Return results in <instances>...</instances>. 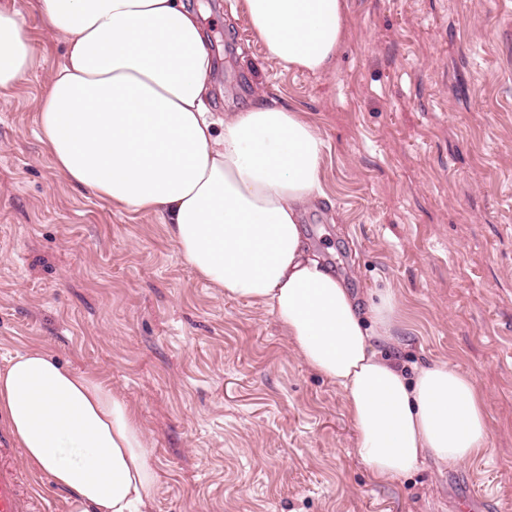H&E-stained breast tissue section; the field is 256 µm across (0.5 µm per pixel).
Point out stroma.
Instances as JSON below:
<instances>
[{
    "instance_id": "stroma-1",
    "label": "stroma",
    "mask_w": 512,
    "mask_h": 512,
    "mask_svg": "<svg viewBox=\"0 0 512 512\" xmlns=\"http://www.w3.org/2000/svg\"><path fill=\"white\" fill-rule=\"evenodd\" d=\"M26 12L34 62L0 92V365L42 347L138 412L161 480L151 512H512V0H346L330 72L272 64L230 0L204 4L212 108L255 95L308 113L329 202L304 235L361 298L392 289L387 351L445 361L486 400L491 443L375 483L341 392L264 309L225 298L153 213L55 168L36 101L65 45Z\"/></svg>"
}]
</instances>
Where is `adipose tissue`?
<instances>
[{
	"label": "adipose tissue",
	"instance_id": "1",
	"mask_svg": "<svg viewBox=\"0 0 512 512\" xmlns=\"http://www.w3.org/2000/svg\"><path fill=\"white\" fill-rule=\"evenodd\" d=\"M64 59L37 104L40 139L75 187L158 215L181 259L224 297L274 316L294 352L342 393L357 452L380 483L490 444L474 381L446 362L407 374L381 349L402 320L392 292L366 309L308 245L325 198V141L305 113L257 100L211 112L213 57L185 0H29ZM268 60L327 71L346 0H235ZM27 14L0 7V91L31 68ZM0 420L67 512H150L159 483L136 410L98 375L44 348L0 366Z\"/></svg>",
	"mask_w": 512,
	"mask_h": 512
}]
</instances>
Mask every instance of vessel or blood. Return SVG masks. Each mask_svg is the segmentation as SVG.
<instances>
[{"label":"vessel or blood","mask_w":512,"mask_h":512,"mask_svg":"<svg viewBox=\"0 0 512 512\" xmlns=\"http://www.w3.org/2000/svg\"><path fill=\"white\" fill-rule=\"evenodd\" d=\"M20 450L10 433L0 429V512H52L19 465Z\"/></svg>","instance_id":"obj_1"}]
</instances>
